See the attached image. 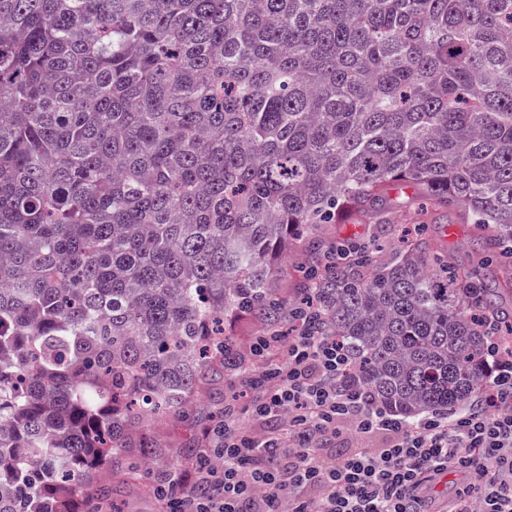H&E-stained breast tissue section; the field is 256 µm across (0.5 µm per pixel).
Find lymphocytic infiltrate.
Listing matches in <instances>:
<instances>
[{"label":"lymphocytic infiltrate","mask_w":512,"mask_h":512,"mask_svg":"<svg viewBox=\"0 0 512 512\" xmlns=\"http://www.w3.org/2000/svg\"><path fill=\"white\" fill-rule=\"evenodd\" d=\"M303 321L288 344L258 341L243 370L264 432L225 418L165 492L166 512H430L420 490L448 470L472 478L452 512H512V352L498 337L487 346L497 366L495 410L469 407L407 423L343 390L348 356L335 338L318 334L313 313ZM347 429L389 440L377 450L325 455Z\"/></svg>","instance_id":"f902f5d3"}]
</instances>
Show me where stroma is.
Instances as JSON below:
<instances>
[{
  "label": "stroma",
  "instance_id": "stroma-1",
  "mask_svg": "<svg viewBox=\"0 0 512 512\" xmlns=\"http://www.w3.org/2000/svg\"><path fill=\"white\" fill-rule=\"evenodd\" d=\"M426 231L449 264L460 268H477L485 285L512 277V271L490 265L478 268L480 242L469 225L463 224L458 212L431 205L416 189L406 183L386 186L376 210L353 214L341 224H321L312 232L294 239L287 254L275 263L273 292L284 306L278 317L245 314L228 319L224 334L229 337L236 355L246 354L250 344L263 336L279 337L288 342L298 332V325L287 311L302 305L306 298L304 273L309 265L325 267V247L336 243H362L378 246L383 259L403 251ZM253 392L241 384L233 365L217 368L199 389L190 418H171L149 422L145 427L157 456L153 464L140 462L138 452H131L112 468L100 472L96 489L111 491L119 512H160L152 482L159 474L187 468L194 450L205 441L212 421L224 413L225 401L237 406L236 422L248 423V408Z\"/></svg>",
  "mask_w": 512,
  "mask_h": 512
}]
</instances>
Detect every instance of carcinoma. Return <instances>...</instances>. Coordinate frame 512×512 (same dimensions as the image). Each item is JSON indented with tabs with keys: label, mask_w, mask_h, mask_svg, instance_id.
I'll return each mask as SVG.
<instances>
[{
	"label": "carcinoma",
	"mask_w": 512,
	"mask_h": 512,
	"mask_svg": "<svg viewBox=\"0 0 512 512\" xmlns=\"http://www.w3.org/2000/svg\"><path fill=\"white\" fill-rule=\"evenodd\" d=\"M414 186L512 255V0H0V512H103L273 316V261ZM308 289L405 422L487 395L493 289L422 236Z\"/></svg>",
	"instance_id": "cac0c4a2"
}]
</instances>
